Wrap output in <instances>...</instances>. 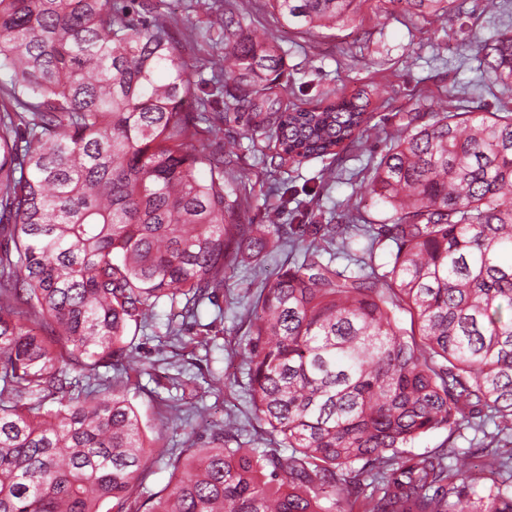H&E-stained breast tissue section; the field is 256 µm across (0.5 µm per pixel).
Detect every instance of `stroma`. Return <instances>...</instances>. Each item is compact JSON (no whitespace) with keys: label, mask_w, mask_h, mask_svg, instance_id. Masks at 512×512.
<instances>
[{"label":"stroma","mask_w":512,"mask_h":512,"mask_svg":"<svg viewBox=\"0 0 512 512\" xmlns=\"http://www.w3.org/2000/svg\"><path fill=\"white\" fill-rule=\"evenodd\" d=\"M207 2L165 0L177 21L176 35L184 40L182 54L197 82L196 93L208 100L209 111L219 112L223 100L212 95L210 83L214 52L206 43L184 39L187 26H204ZM237 7L251 31L267 34L281 47L284 66L277 81L285 101L309 107L329 89L340 97L367 85L376 90L370 106L372 136L338 155L279 169L263 164L259 152L244 142L228 179L249 193L246 223L326 224L350 210L384 223L392 210L366 190V177L387 137L401 132L408 112L512 108V88L497 82L475 52L463 49L465 42L512 30V0H463L460 10L439 22L395 11L390 0H361L346 26L315 30L288 27L269 0H237ZM327 166L336 177L323 185L318 174ZM295 258L290 243L280 240L261 260L239 266L217 304H203L198 319L186 321L179 335L167 331L166 305L136 332L137 364L127 372L129 398L147 444L180 448L190 438L202 444L210 436L209 421L232 417L250 431L253 447H265L268 436L252 416L245 388V307ZM212 376L223 383L207 394L205 416L188 417L195 403L193 384Z\"/></svg>","instance_id":"35a3bbf8"}]
</instances>
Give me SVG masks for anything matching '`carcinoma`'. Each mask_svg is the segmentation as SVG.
Here are the masks:
<instances>
[{
	"label": "carcinoma",
	"instance_id": "obj_1",
	"mask_svg": "<svg viewBox=\"0 0 512 512\" xmlns=\"http://www.w3.org/2000/svg\"><path fill=\"white\" fill-rule=\"evenodd\" d=\"M159 2L0 0V512H512V448L484 455L482 494L453 443L408 451L441 429L512 435V109L408 117L367 182L393 215L364 231L391 260L346 275L323 253L358 225L314 224L247 304L250 402L278 447H244L226 418L206 447L159 449L169 481L142 498L152 450L127 385L75 388L130 369V331L159 305L194 314L287 233L240 223L239 142L195 143L232 119L280 167L335 156L374 95L284 102L280 47L213 0L224 110L207 115ZM355 2L271 0L306 30ZM389 2L443 16L455 0ZM469 46L512 81V35Z\"/></svg>",
	"mask_w": 512,
	"mask_h": 512
}]
</instances>
